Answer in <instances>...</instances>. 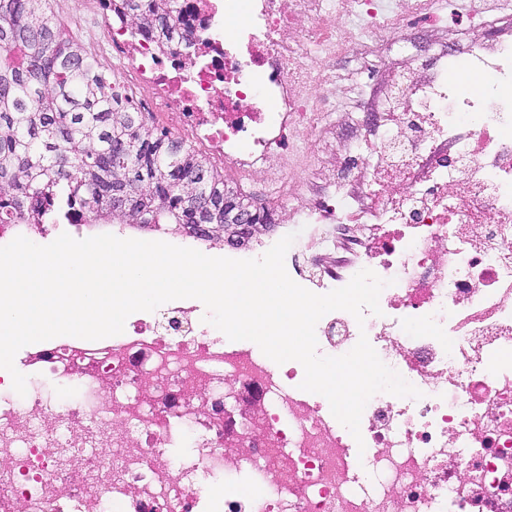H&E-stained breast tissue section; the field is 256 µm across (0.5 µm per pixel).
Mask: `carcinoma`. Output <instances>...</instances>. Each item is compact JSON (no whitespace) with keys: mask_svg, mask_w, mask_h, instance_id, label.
<instances>
[{"mask_svg":"<svg viewBox=\"0 0 512 512\" xmlns=\"http://www.w3.org/2000/svg\"><path fill=\"white\" fill-rule=\"evenodd\" d=\"M161 45L185 0H107ZM95 213L148 232L236 242L271 228L190 144L147 123L95 56L67 38L47 0H0V224L40 230Z\"/></svg>","mask_w":512,"mask_h":512,"instance_id":"obj_1","label":"carcinoma"}]
</instances>
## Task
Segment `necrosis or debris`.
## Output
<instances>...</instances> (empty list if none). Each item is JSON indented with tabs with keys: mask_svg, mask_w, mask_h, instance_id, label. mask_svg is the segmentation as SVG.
<instances>
[{
	"mask_svg": "<svg viewBox=\"0 0 512 512\" xmlns=\"http://www.w3.org/2000/svg\"><path fill=\"white\" fill-rule=\"evenodd\" d=\"M70 35L111 47L143 109L234 181L273 186L274 209L315 228L291 278L317 294L368 268L381 315L316 325L320 354L367 335L421 399L374 395L361 439L301 390L304 368L212 337L203 321L161 332L143 313L98 341L47 340L34 372L74 384L49 405L0 375V512H512V26L472 5L466 40L395 72L372 125L324 180L327 99L343 55L379 56L431 0H186L196 45L161 51L102 0H59ZM198 455L169 448L176 424ZM363 458L350 450L357 441ZM247 470L263 493L214 476Z\"/></svg>",
	"mask_w": 512,
	"mask_h": 512,
	"instance_id": "1",
	"label": "necrosis or debris"
}]
</instances>
